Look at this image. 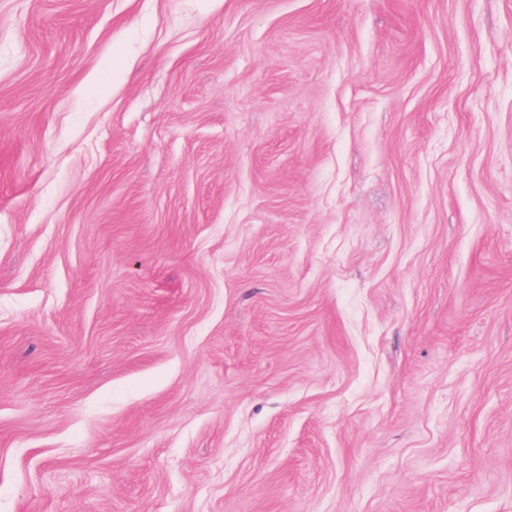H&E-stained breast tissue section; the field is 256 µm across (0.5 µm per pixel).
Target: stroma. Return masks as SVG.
Masks as SVG:
<instances>
[{
    "label": "stroma",
    "instance_id": "stroma-1",
    "mask_svg": "<svg viewBox=\"0 0 512 512\" xmlns=\"http://www.w3.org/2000/svg\"><path fill=\"white\" fill-rule=\"evenodd\" d=\"M0 512H512V0H0Z\"/></svg>",
    "mask_w": 512,
    "mask_h": 512
}]
</instances>
